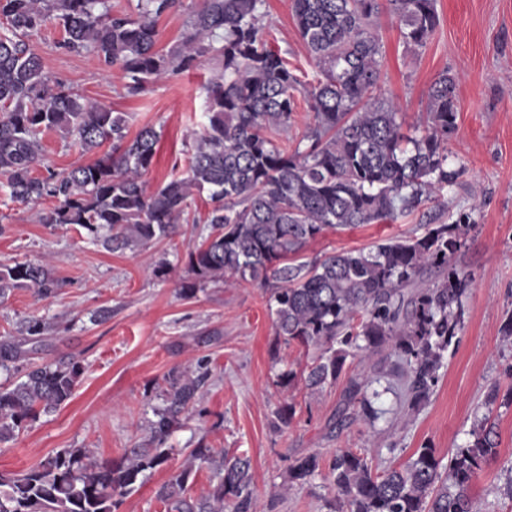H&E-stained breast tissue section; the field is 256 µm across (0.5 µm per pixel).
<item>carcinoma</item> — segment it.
Returning a JSON list of instances; mask_svg holds the SVG:
<instances>
[{
    "label": "carcinoma",
    "instance_id": "obj_1",
    "mask_svg": "<svg viewBox=\"0 0 512 512\" xmlns=\"http://www.w3.org/2000/svg\"><path fill=\"white\" fill-rule=\"evenodd\" d=\"M106 0H0V175L10 198L53 208L50 226L75 225L108 251L144 247L170 237L187 219L194 193L206 191L212 208L207 233L189 247L192 298L210 283L261 281L269 292L276 335L321 349L300 372L280 376L310 390L339 379L347 359H380L375 377L347 380L334 426L361 418L372 424L384 411L369 388L387 378L398 413L420 409L434 393L448 349L464 330V303L473 279L458 265L473 228L462 214L452 224H429L420 237L389 239L369 250H346L291 264L327 228L396 221L452 184L449 144L458 129L455 77L431 85L423 127L403 128L396 107L373 95L382 61L373 19L387 4L403 43L426 47L438 25L436 0H292V16L319 75L307 90L313 124L304 147L289 150L269 132L288 129L302 91L297 75L265 36V0H201L180 38L158 48V19L182 0H137L138 13L112 14ZM49 25L63 33L59 47L93 53L117 69L132 96L143 95L184 71L214 62L205 90L203 121L189 131L186 165L149 192L143 176L153 165L159 135L145 125L131 136L122 112L100 104L44 74L28 38ZM56 132L97 155L63 171L41 166L43 136ZM62 283L43 264H0V299L32 288L42 299ZM48 325L30 319L22 338L0 341V370L19 369L38 351ZM84 373L74 357L31 366L25 380L0 386V445L12 441L40 415L68 402ZM209 372L174 368L164 378L162 406L153 410L149 448H127L118 460L100 461L88 448H64L22 474L0 473V512H118L148 471L163 467V448L180 418L203 394ZM512 404V386H492L469 439L442 460L429 443L399 468L373 470L367 455L338 449L328 465L335 490L329 512H475L470 487L498 454L491 421L497 401ZM295 404L275 412L273 427L291 424ZM190 465L162 484L166 512H249L251 462L217 456L198 444ZM212 467L216 483L202 498L186 495L195 463ZM320 457L295 459L289 482H306Z\"/></svg>",
    "mask_w": 512,
    "mask_h": 512
}]
</instances>
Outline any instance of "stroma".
Instances as JSON below:
<instances>
[{"label": "stroma", "instance_id": "1", "mask_svg": "<svg viewBox=\"0 0 512 512\" xmlns=\"http://www.w3.org/2000/svg\"><path fill=\"white\" fill-rule=\"evenodd\" d=\"M266 39L285 56L303 82L317 67L301 39L291 0H265ZM439 24L425 48L402 42L389 13L375 31L383 65L375 93L391 100L406 125L424 124L428 91L443 73L457 79L458 130L448 159L456 181L410 215L394 223L330 229L310 240L299 261L333 252L369 248L394 237L419 236L427 225L450 224L470 214L476 230L459 257L473 277L461 339L449 348L439 383L411 418L385 417L376 425L355 421L333 426L342 384L310 391L277 386L279 375L301 369L318 351L285 345L275 334L268 295L260 282L210 285L187 299L192 279L187 252L200 239L211 208L207 193L194 194L190 223L178 234L136 250L109 252L77 226L49 227L38 206L10 201L0 193V263L50 265L62 286L50 299L28 288L0 300V336L19 335L28 319L49 329L30 360L35 364L76 357L85 371L71 400L0 445V472L20 474L49 453L89 448L98 458H120L147 443L155 407L161 406L164 376L175 367L208 361L210 378L187 420L168 437L164 468L147 474L118 512H165L159 487L178 473L188 451L205 444L215 452L251 461L250 492L258 512H328L332 491L324 475L305 483L288 480L295 458L316 454L330 460L336 449H365L384 470L406 462L423 443L439 456L466 443L475 412L492 385L512 386V344L502 324L512 313V0H437ZM62 32L47 26L29 39L51 82L125 113L130 133L147 124L160 135L147 189H155L186 151L185 133L201 121L208 66L184 73L140 97L126 96L120 72L101 67L89 53L58 46ZM168 262L166 276L149 268ZM108 317H100V310ZM294 403L288 428L273 429L276 409ZM497 459L480 473L470 493L488 512H512L505 494L512 481V405L495 406Z\"/></svg>", "mask_w": 512, "mask_h": 512}]
</instances>
